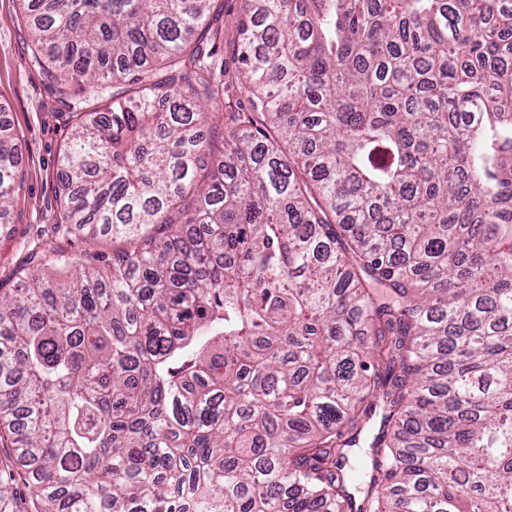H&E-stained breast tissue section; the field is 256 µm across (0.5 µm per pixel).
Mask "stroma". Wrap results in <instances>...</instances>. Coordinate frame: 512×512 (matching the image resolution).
Returning a JSON list of instances; mask_svg holds the SVG:
<instances>
[{"mask_svg":"<svg viewBox=\"0 0 512 512\" xmlns=\"http://www.w3.org/2000/svg\"><path fill=\"white\" fill-rule=\"evenodd\" d=\"M0 120L21 138L23 179L9 223L0 224V288L16 287L46 248L76 261L89 251L109 255L123 248V238L106 234L89 241L65 221L56 191L70 126L50 76L31 61L20 0H0Z\"/></svg>","mask_w":512,"mask_h":512,"instance_id":"obj_1","label":"stroma"}]
</instances>
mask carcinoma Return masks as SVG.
<instances>
[{
	"label": "carcinoma",
	"instance_id": "carcinoma-1",
	"mask_svg": "<svg viewBox=\"0 0 512 512\" xmlns=\"http://www.w3.org/2000/svg\"><path fill=\"white\" fill-rule=\"evenodd\" d=\"M21 2L127 246L0 292V512H512V0Z\"/></svg>",
	"mask_w": 512,
	"mask_h": 512
}]
</instances>
